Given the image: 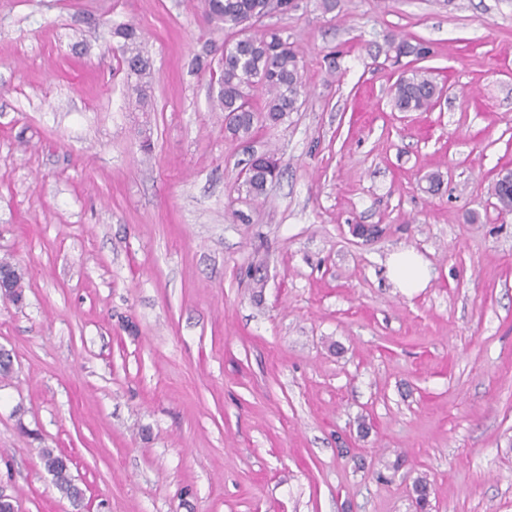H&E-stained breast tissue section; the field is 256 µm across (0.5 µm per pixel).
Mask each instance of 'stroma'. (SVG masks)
<instances>
[{
  "instance_id": "obj_1",
  "label": "stroma",
  "mask_w": 512,
  "mask_h": 512,
  "mask_svg": "<svg viewBox=\"0 0 512 512\" xmlns=\"http://www.w3.org/2000/svg\"><path fill=\"white\" fill-rule=\"evenodd\" d=\"M274 13L297 112L243 142L197 0H0V491L16 512H512V0ZM154 65L136 109L113 25ZM445 94L400 112L388 39ZM147 128L151 151L141 146ZM275 150L264 202L238 190ZM443 182L426 191L429 175ZM356 224L378 226L356 238ZM416 250L428 288L387 279ZM73 457V504L41 452ZM387 52L394 53L392 58L399 59L401 57H410L413 56L416 59L425 58L429 54L428 47L420 41H416L415 43H411L408 40L402 39L400 41H396L395 39H391L387 42ZM385 273L395 288L404 293H414L427 288L430 271L425 259L413 249L392 252L385 264Z\"/></svg>"
}]
</instances>
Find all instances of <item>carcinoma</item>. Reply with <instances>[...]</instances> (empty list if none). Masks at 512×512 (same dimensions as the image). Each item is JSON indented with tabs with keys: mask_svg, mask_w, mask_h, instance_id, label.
Segmentation results:
<instances>
[{
	"mask_svg": "<svg viewBox=\"0 0 512 512\" xmlns=\"http://www.w3.org/2000/svg\"><path fill=\"white\" fill-rule=\"evenodd\" d=\"M290 0H200L205 17L216 28L236 33V38L224 44L219 62V76L215 93L210 97L213 108L224 113L227 131L242 139H250L255 124L261 122L276 126L296 110L302 88V64L296 50L279 31L268 29L260 34L250 33L253 23L269 15L275 7L286 9ZM117 38V51L127 76L128 93L141 105L148 103V91L153 82V68L141 47V35L136 26L121 23L111 27ZM387 52L394 58L413 56L417 59L429 54L428 47L417 41L402 39L387 42ZM265 91L263 105L253 98V91ZM439 90L432 77L424 70H413L400 77L393 92V105L400 112L429 110L438 98ZM272 172L263 165L252 167L251 175L242 179L239 187L246 197L258 200L265 195ZM493 195L499 208L512 212V184L497 180ZM45 469L55 478V485L74 502L80 501L82 490L73 482L69 465L53 451H42ZM417 507L425 510L429 503L430 484L419 477L413 485Z\"/></svg>",
	"mask_w": 512,
	"mask_h": 512,
	"instance_id": "1",
	"label": "carcinoma"
}]
</instances>
